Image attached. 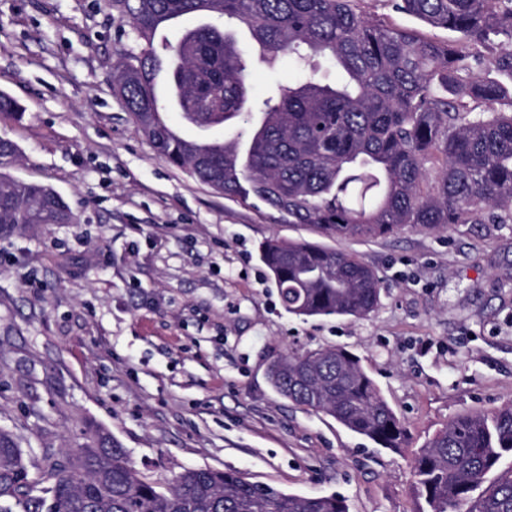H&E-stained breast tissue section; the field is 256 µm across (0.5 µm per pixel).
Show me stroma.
<instances>
[{
	"mask_svg": "<svg viewBox=\"0 0 512 512\" xmlns=\"http://www.w3.org/2000/svg\"><path fill=\"white\" fill-rule=\"evenodd\" d=\"M357 8L448 38L390 0ZM140 48L111 0H0V93L20 107L0 114L17 147L0 172L75 215L0 237V429L34 478L102 428L164 487L211 468L348 512H421L422 447L458 414L512 404V224L338 240L225 196L158 155L115 92L117 55ZM248 75L263 99L305 72L283 57ZM268 239L360 255L378 309L289 314L259 259ZM321 347L359 358L406 427L401 448L275 392L273 360Z\"/></svg>",
	"mask_w": 512,
	"mask_h": 512,
	"instance_id": "stroma-1",
	"label": "stroma"
}]
</instances>
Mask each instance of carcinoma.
I'll list each match as a JSON object with an SVG mask.
<instances>
[{"mask_svg": "<svg viewBox=\"0 0 512 512\" xmlns=\"http://www.w3.org/2000/svg\"><path fill=\"white\" fill-rule=\"evenodd\" d=\"M144 47L119 55L114 79L138 130L169 163L229 197H254L290 224L346 239L386 237L410 224L512 223V88L471 77L472 62L512 76V0H395L394 7L455 38L441 43L358 13L354 0H112ZM199 23L174 43L158 36L182 17ZM246 26L260 60L286 55L306 77L253 111L245 58L232 32ZM505 37L485 60L472 44ZM342 74L331 84L321 62ZM168 69L172 111L228 141L180 136L155 93ZM52 188L0 173V231L69 224ZM259 257L285 309L299 317L374 312L382 281L359 255L305 241L270 240ZM293 403L333 417L383 448L406 429L359 360L342 348L288 353L268 370ZM512 455V404L452 419L415 459L416 494L428 512H512V471L486 484ZM45 483L34 494L35 483ZM348 512L340 496L285 493L240 473L189 469L170 488L139 476L126 450L99 430L76 453L47 458L33 482L23 452L0 431V512Z\"/></svg>", "mask_w": 512, "mask_h": 512, "instance_id": "carcinoma-1", "label": "carcinoma"}]
</instances>
